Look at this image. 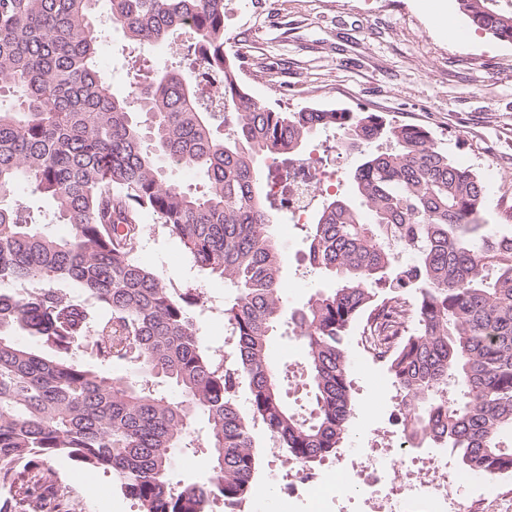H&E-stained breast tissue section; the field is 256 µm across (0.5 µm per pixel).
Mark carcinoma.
<instances>
[{
  "label": "carcinoma",
  "mask_w": 512,
  "mask_h": 512,
  "mask_svg": "<svg viewBox=\"0 0 512 512\" xmlns=\"http://www.w3.org/2000/svg\"><path fill=\"white\" fill-rule=\"evenodd\" d=\"M97 2L0 0V91L14 99L0 110V487L10 491L0 512H64L52 468L62 456L112 473L138 512L239 505L256 470L255 423L300 465L343 444L358 322L421 440L444 443L466 473H512V230L483 221L477 175L416 125L255 102L224 54V0H109L135 49L195 34L182 71L146 73L131 57L140 81L118 97L96 62ZM497 2L458 5L475 30L512 43V10ZM217 122L228 127L220 139ZM320 130L360 156L356 197L322 201L307 263L332 287L290 310L260 162L301 156ZM164 163L198 171L206 191L166 180ZM22 184L52 199L69 236L17 198ZM145 213L234 288L223 360L198 336L196 289L168 288L136 260ZM284 325L304 351L293 370L270 356ZM123 363L138 374L102 371ZM296 376L309 411L287 399ZM200 415L209 477L176 481V458L198 453Z\"/></svg>",
  "instance_id": "cac0c4a2"
}]
</instances>
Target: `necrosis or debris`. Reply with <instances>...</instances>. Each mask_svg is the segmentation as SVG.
<instances>
[{
  "instance_id": "4bbe7bcc",
  "label": "necrosis or debris",
  "mask_w": 512,
  "mask_h": 512,
  "mask_svg": "<svg viewBox=\"0 0 512 512\" xmlns=\"http://www.w3.org/2000/svg\"><path fill=\"white\" fill-rule=\"evenodd\" d=\"M338 169L329 167L325 158L311 154L291 161L285 172L269 177L263 186L266 196L279 202L295 223H302L312 212V202L319 184L337 180ZM400 453L427 463L426 473L400 481L398 455L376 448H354L356 459L351 467L338 468L335 476L320 480L309 476L305 468L295 475L294 497L304 499L308 512H325L329 500L335 499L340 485L359 484L368 501L377 502L376 512H398L403 499L417 498L427 505V512H459L456 501L448 495L449 482L473 484L466 473H455L444 448H416L408 428H401Z\"/></svg>"
}]
</instances>
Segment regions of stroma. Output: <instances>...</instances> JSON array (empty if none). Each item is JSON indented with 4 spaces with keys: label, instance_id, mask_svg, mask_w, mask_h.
<instances>
[{
    "label": "stroma",
    "instance_id": "35a3bbf8",
    "mask_svg": "<svg viewBox=\"0 0 512 512\" xmlns=\"http://www.w3.org/2000/svg\"><path fill=\"white\" fill-rule=\"evenodd\" d=\"M452 25L466 34L450 41ZM224 50L239 56L240 80L258 103L292 112L305 106L376 112L400 123L424 127L457 164L476 173L485 190L486 216L512 225V44L472 31L457 0H224ZM123 32L109 29L97 62L112 90L127 94L132 78ZM312 145L325 150L343 174L322 197H352L355 153L335 149L331 133H317ZM273 232L285 257L283 293L289 307H302L323 282L305 262L306 230L287 213L276 212ZM137 259L158 273L167 287L198 288L193 315L202 343L223 356L230 330L224 306L230 297L223 279L198 268L183 243L169 236L155 216ZM360 326L348 342L354 411L344 447L383 448L396 442L392 413L399 392L386 364L358 344ZM257 469L236 512H304L288 497L294 480L287 462L263 427H255ZM69 487V512H137L111 475L86 471L67 458L53 464ZM503 498L484 501V488L449 486L464 512H512V475L498 478Z\"/></svg>",
    "mask_w": 512,
    "mask_h": 512
}]
</instances>
